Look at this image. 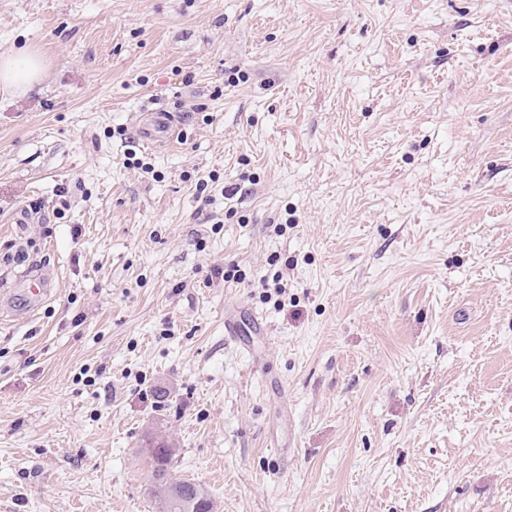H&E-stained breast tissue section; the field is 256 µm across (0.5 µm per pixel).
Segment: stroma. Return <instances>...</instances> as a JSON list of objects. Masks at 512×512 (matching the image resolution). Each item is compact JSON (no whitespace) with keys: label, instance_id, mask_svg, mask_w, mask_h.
<instances>
[{"label":"stroma","instance_id":"35a3bbf8","mask_svg":"<svg viewBox=\"0 0 512 512\" xmlns=\"http://www.w3.org/2000/svg\"><path fill=\"white\" fill-rule=\"evenodd\" d=\"M20 47L0 512H163L160 439L215 512H512V0H0ZM43 80V62L34 52L20 49L0 55V91L24 95ZM136 132L143 144L152 146H170L181 134L176 115L164 109L140 113Z\"/></svg>","mask_w":512,"mask_h":512}]
</instances>
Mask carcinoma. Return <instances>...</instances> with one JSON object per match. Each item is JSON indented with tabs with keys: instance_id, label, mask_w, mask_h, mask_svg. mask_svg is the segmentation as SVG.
<instances>
[{
	"instance_id": "1",
	"label": "carcinoma",
	"mask_w": 512,
	"mask_h": 512,
	"mask_svg": "<svg viewBox=\"0 0 512 512\" xmlns=\"http://www.w3.org/2000/svg\"><path fill=\"white\" fill-rule=\"evenodd\" d=\"M173 456L174 452L170 451L168 443L163 440L156 442L149 455L155 489L163 500L165 512H214L212 498L205 488L190 480L172 476ZM170 485L184 486L188 492L180 498H169L166 496V488Z\"/></svg>"
}]
</instances>
